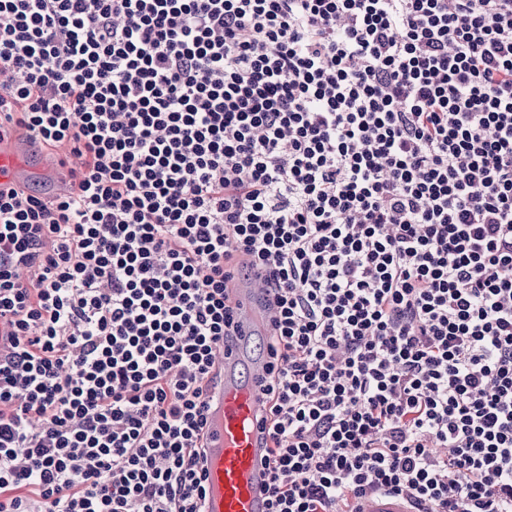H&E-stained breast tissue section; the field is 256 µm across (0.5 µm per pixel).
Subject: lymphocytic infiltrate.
Listing matches in <instances>:
<instances>
[{
  "label": "lymphocytic infiltrate",
  "mask_w": 512,
  "mask_h": 512,
  "mask_svg": "<svg viewBox=\"0 0 512 512\" xmlns=\"http://www.w3.org/2000/svg\"><path fill=\"white\" fill-rule=\"evenodd\" d=\"M0 512H202L233 286L267 512H512V0H0ZM31 143L30 140L20 137L0 142V185L2 188L12 187L20 182V176L24 169L35 165L39 166L50 183L49 196L68 195L73 188L70 176L71 158L65 166H62L55 159V155L59 156L60 149L55 150L48 157L39 156L33 153ZM36 156L37 161L33 163L32 158ZM361 512H414L408 502L399 497L383 495L363 501Z\"/></svg>",
  "instance_id": "f902f5d3"
}]
</instances>
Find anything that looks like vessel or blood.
<instances>
[{"mask_svg": "<svg viewBox=\"0 0 512 512\" xmlns=\"http://www.w3.org/2000/svg\"><path fill=\"white\" fill-rule=\"evenodd\" d=\"M39 166L54 197L71 192L69 166L52 156H35L30 140L14 137L0 142V186L17 184L25 168ZM234 341L220 345L214 360L213 388L204 457L207 472L203 512H265L268 500L267 462L271 438L262 425L267 403L257 382L268 364L254 343L264 336L275 309L265 278L251 277L234 290ZM360 512H413L405 499L383 495L365 499Z\"/></svg>", "mask_w": 512, "mask_h": 512, "instance_id": "obj_1", "label": "vessel or blood"}]
</instances>
